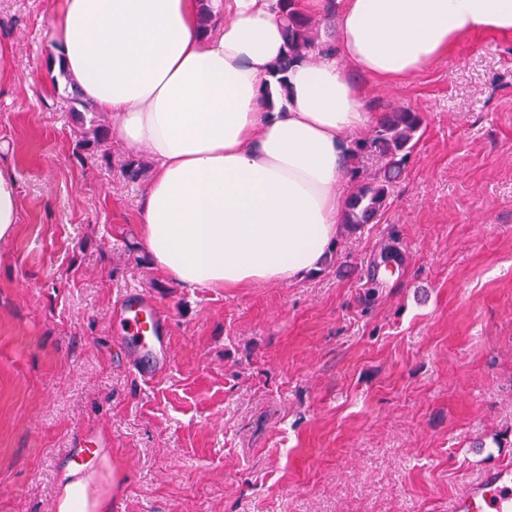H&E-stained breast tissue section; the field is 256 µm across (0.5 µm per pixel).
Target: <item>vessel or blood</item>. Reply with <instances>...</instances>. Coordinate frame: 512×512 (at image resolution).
<instances>
[{
	"instance_id": "1",
	"label": "vessel or blood",
	"mask_w": 512,
	"mask_h": 512,
	"mask_svg": "<svg viewBox=\"0 0 512 512\" xmlns=\"http://www.w3.org/2000/svg\"><path fill=\"white\" fill-rule=\"evenodd\" d=\"M127 362L143 381L154 380L172 362L169 326L156 302L132 291L119 304ZM448 512H512V467L485 470L461 494Z\"/></svg>"
}]
</instances>
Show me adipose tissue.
Wrapping results in <instances>:
<instances>
[{
  "label": "adipose tissue",
  "instance_id": "ef3b65f1",
  "mask_svg": "<svg viewBox=\"0 0 512 512\" xmlns=\"http://www.w3.org/2000/svg\"><path fill=\"white\" fill-rule=\"evenodd\" d=\"M318 61L287 47L278 0H59L51 37L82 99L147 150L139 202L153 266L187 287L250 288L319 269L348 194L349 133L370 122L359 72L401 84L484 31L512 36V0H336ZM95 473L69 467L55 512H108Z\"/></svg>",
  "mask_w": 512,
  "mask_h": 512
}]
</instances>
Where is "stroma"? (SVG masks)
<instances>
[{
	"label": "stroma",
	"mask_w": 512,
	"mask_h": 512,
	"mask_svg": "<svg viewBox=\"0 0 512 512\" xmlns=\"http://www.w3.org/2000/svg\"><path fill=\"white\" fill-rule=\"evenodd\" d=\"M58 0H0V512H54L78 448L111 512H448L512 464V36L476 33L368 112H419L385 211L294 282L185 288L140 243L145 179L115 136L81 157L56 66ZM397 267L386 270L387 248ZM168 319L173 365L131 371L127 291ZM19 224L18 189L15 179L0 170V242L15 234Z\"/></svg>",
	"instance_id": "stroma-1"
}]
</instances>
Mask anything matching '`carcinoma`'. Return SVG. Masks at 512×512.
<instances>
[{
  "mask_svg": "<svg viewBox=\"0 0 512 512\" xmlns=\"http://www.w3.org/2000/svg\"><path fill=\"white\" fill-rule=\"evenodd\" d=\"M296 2L297 0H279L288 46L286 57L277 64L280 73L286 72L298 58L320 55L331 49V42L322 37L320 22L304 14L297 8ZM67 98L83 108L80 125H89L79 141L80 148H96L107 135L103 113L84 101L75 89L67 92ZM421 125L419 113L408 108H394L384 115L378 126L368 135L353 142V166L348 175L354 182V188L348 196L344 218V225L348 230L355 231L372 223L385 209L392 181L405 166ZM366 154L381 161V167L371 176L366 175L359 166L360 159ZM146 167L144 159H132L121 165V174L129 181H136L141 178Z\"/></svg>",
  "mask_w": 512,
  "mask_h": 512,
  "instance_id": "1",
  "label": "carcinoma"
}]
</instances>
